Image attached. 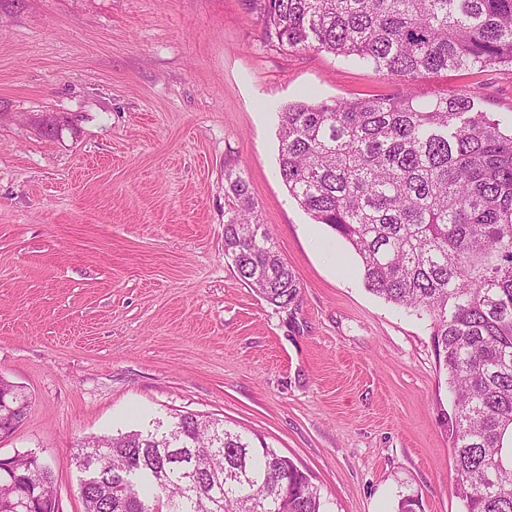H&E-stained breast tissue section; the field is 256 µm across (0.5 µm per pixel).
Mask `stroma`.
<instances>
[{
    "mask_svg": "<svg viewBox=\"0 0 512 512\" xmlns=\"http://www.w3.org/2000/svg\"><path fill=\"white\" fill-rule=\"evenodd\" d=\"M417 87L479 88L512 121L511 66ZM402 88L265 45L246 0H0V377L29 399L0 457L42 456L60 512H83L78 441L193 412L292 459L324 512H397L403 495L464 512L430 318L371 293L279 172L278 114L305 91ZM229 168L296 275L290 308L224 258Z\"/></svg>",
    "mask_w": 512,
    "mask_h": 512,
    "instance_id": "obj_1",
    "label": "stroma"
}]
</instances>
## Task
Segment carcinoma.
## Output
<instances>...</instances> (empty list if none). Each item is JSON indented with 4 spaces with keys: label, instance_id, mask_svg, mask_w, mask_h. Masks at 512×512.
Returning <instances> with one entry per match:
<instances>
[{
    "label": "carcinoma",
    "instance_id": "carcinoma-1",
    "mask_svg": "<svg viewBox=\"0 0 512 512\" xmlns=\"http://www.w3.org/2000/svg\"><path fill=\"white\" fill-rule=\"evenodd\" d=\"M265 43L326 51L402 84L512 66V0H249ZM472 88L295 101L279 112V169L315 224L344 239L369 291L428 316L454 396L446 422L465 512H512V129ZM224 257L269 304L297 302L296 276L228 169ZM0 504L55 501L34 452L8 458ZM75 464L85 512H322L288 457L187 412L152 430L89 438Z\"/></svg>",
    "mask_w": 512,
    "mask_h": 512
}]
</instances>
